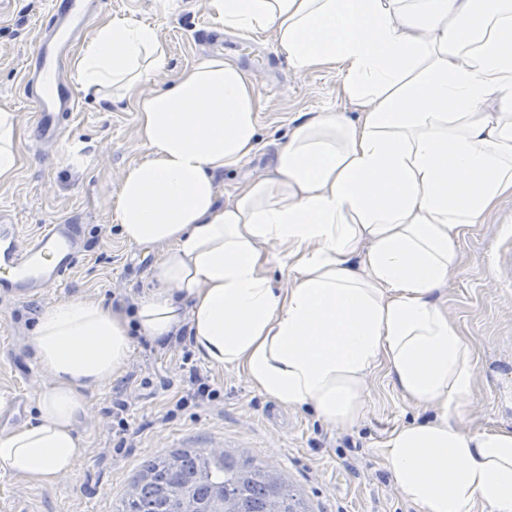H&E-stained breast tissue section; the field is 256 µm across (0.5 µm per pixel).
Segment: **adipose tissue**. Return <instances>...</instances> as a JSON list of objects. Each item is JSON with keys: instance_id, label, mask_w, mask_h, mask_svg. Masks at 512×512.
Here are the masks:
<instances>
[{"instance_id": "ef3b65f1", "label": "adipose tissue", "mask_w": 512, "mask_h": 512, "mask_svg": "<svg viewBox=\"0 0 512 512\" xmlns=\"http://www.w3.org/2000/svg\"><path fill=\"white\" fill-rule=\"evenodd\" d=\"M223 29L271 33L299 72L335 69L356 118L297 120L268 175L220 202L218 173L259 150L248 72L212 56L165 92L155 27L117 18L78 60L83 88L135 98L145 162L124 176L123 237L162 247L141 333L187 326L209 365L240 371L279 405L348 424L385 363L394 388L438 418L391 431L377 453L420 512H512V432L448 424L473 392L472 353L439 292L466 229L512 197V0H210ZM280 269L288 289L274 285ZM30 345L51 377L35 422L0 435V468L51 484L75 472L85 392L130 356L125 313L72 299L46 309Z\"/></svg>"}]
</instances>
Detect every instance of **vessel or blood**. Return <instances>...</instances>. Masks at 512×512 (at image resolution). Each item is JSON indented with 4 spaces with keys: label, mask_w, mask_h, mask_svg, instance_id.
I'll list each match as a JSON object with an SVG mask.
<instances>
[{
    "label": "vessel or blood",
    "mask_w": 512,
    "mask_h": 512,
    "mask_svg": "<svg viewBox=\"0 0 512 512\" xmlns=\"http://www.w3.org/2000/svg\"><path fill=\"white\" fill-rule=\"evenodd\" d=\"M102 5L103 0H50L24 74L37 144H55L77 110L74 78L67 73L72 43L88 31ZM83 251L80 225L47 224L25 237L16 225L1 222L0 290L23 300L43 296L77 267Z\"/></svg>",
    "instance_id": "b4317fda"
}]
</instances>
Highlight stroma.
<instances>
[{"instance_id":"1","label":"stroma","mask_w":512,"mask_h":512,"mask_svg":"<svg viewBox=\"0 0 512 512\" xmlns=\"http://www.w3.org/2000/svg\"><path fill=\"white\" fill-rule=\"evenodd\" d=\"M49 0H6L0 7V110L15 115L21 131L19 166L0 184V215L29 235L44 224L80 225L84 252L77 269L46 295L18 302L0 295V403L24 394L22 424L37 415L39 395L50 385L29 338L39 315L56 303L89 299L134 317L154 285L160 249L127 242L114 222L117 192L127 171L147 158L138 135L133 101L106 103L78 93V110L59 141L38 147L31 137L32 107L23 95L22 71ZM209 0H108L97 25L113 18L153 24L168 65L141 88H170L180 73L208 57L198 30L213 21ZM275 71L252 72L261 98L262 148L243 168L219 175L220 199L238 183L267 175L272 145L284 139L293 119L327 108L355 114L339 94L334 70L294 71L271 34L251 37ZM81 145L86 164L68 160ZM512 199L484 223L470 227L439 299L448 322L471 345L472 397L450 417L462 430H512ZM132 351L121 376L86 392V411L75 425L86 448L77 472L39 485L0 469V503L17 512H114L147 456L178 448H217L246 454L277 469L310 512H419L385 470L377 450L396 427L435 412L415 405L393 387L385 365L366 379L365 412L352 424H329L307 409L279 407L259 394L239 371L217 370L197 358L189 338L156 341L132 333ZM209 379L213 398H188L189 371ZM184 407H177V400ZM125 420L130 446L121 447L118 420Z\"/></svg>"}]
</instances>
